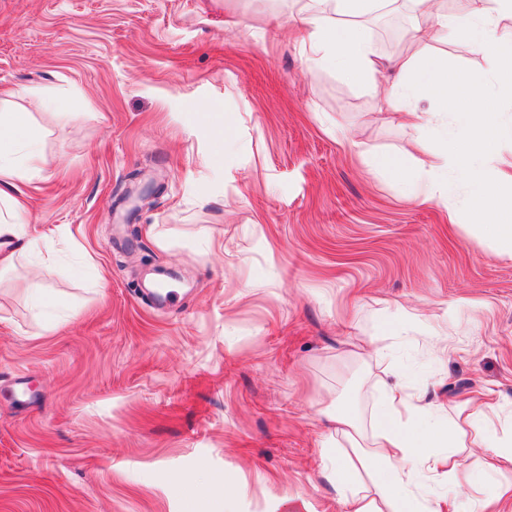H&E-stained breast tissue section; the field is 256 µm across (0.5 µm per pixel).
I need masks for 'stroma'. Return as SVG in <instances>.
<instances>
[{
    "mask_svg": "<svg viewBox=\"0 0 512 512\" xmlns=\"http://www.w3.org/2000/svg\"><path fill=\"white\" fill-rule=\"evenodd\" d=\"M300 7L0 0V109L59 102L33 111L42 161L17 183L54 247L0 275V512H224L228 485L234 512L287 493L338 512L322 398L366 411L396 382L426 416L487 390L512 411V261L467 229L463 185L421 203L372 171L422 158L378 109L398 73L313 64ZM358 23L386 62L406 52V8ZM427 51L491 68L469 43ZM164 271L175 296L142 295ZM365 340L388 361L351 358ZM481 455L461 498L512 483Z\"/></svg>",
    "mask_w": 512,
    "mask_h": 512,
    "instance_id": "1",
    "label": "stroma"
}]
</instances>
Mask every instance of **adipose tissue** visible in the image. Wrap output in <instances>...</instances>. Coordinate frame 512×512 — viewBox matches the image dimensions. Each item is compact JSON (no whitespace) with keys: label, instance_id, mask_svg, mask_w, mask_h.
<instances>
[{"label":"adipose tissue","instance_id":"adipose-tissue-1","mask_svg":"<svg viewBox=\"0 0 512 512\" xmlns=\"http://www.w3.org/2000/svg\"><path fill=\"white\" fill-rule=\"evenodd\" d=\"M393 0H318L317 9L305 12L309 30L304 48L312 62L331 66L345 79L368 80L378 58L356 26L341 25L337 16L362 17L392 4ZM415 15L411 32L414 46L408 57L394 60L400 74L397 88L386 94L385 111L399 123L419 132V141L431 157L414 176H406L386 157L372 161L374 169L408 180L416 197L447 204L453 183L468 187L466 212L473 233L487 241L496 258L512 260V184L491 178L486 159L501 143L512 142V119L493 111L490 86L512 98V50L497 36L501 15H512V0H473L468 22L438 10L436 0H410ZM453 39L477 45L493 62L490 72L459 74L447 62L428 54V42ZM428 99L438 111L452 113L451 123L438 125L433 114L418 108ZM40 155L38 132L27 113L0 114V272L17 260L42 252L44 242L26 232L24 209L13 194L15 182ZM497 404L472 399L450 405L445 420L417 423V406L400 384H384L378 402L367 416L326 408L337 441L345 447L330 477L340 495V512H498L495 501L475 502L461 508L453 498L421 495L414 489L415 474L426 471L450 482L464 479L462 467L470 449H487L485 470L512 468V414L492 423L488 413ZM372 479L364 486L360 474Z\"/></svg>","mask_w":512,"mask_h":512}]
</instances>
